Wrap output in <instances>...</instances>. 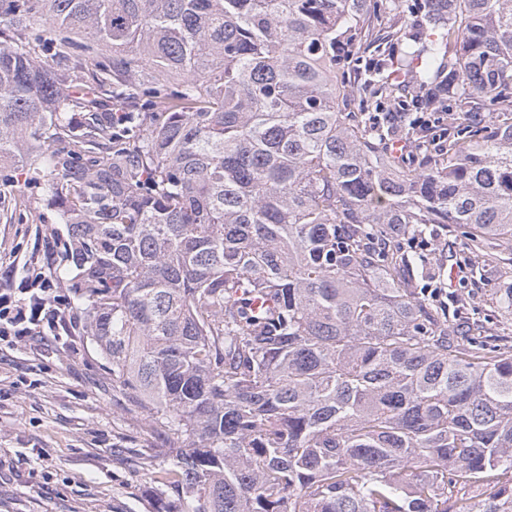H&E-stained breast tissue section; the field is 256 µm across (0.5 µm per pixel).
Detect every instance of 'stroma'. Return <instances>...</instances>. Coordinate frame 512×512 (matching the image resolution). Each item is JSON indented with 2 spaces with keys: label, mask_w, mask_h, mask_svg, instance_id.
I'll use <instances>...</instances> for the list:
<instances>
[{
  "label": "stroma",
  "mask_w": 512,
  "mask_h": 512,
  "mask_svg": "<svg viewBox=\"0 0 512 512\" xmlns=\"http://www.w3.org/2000/svg\"><path fill=\"white\" fill-rule=\"evenodd\" d=\"M427 288L450 286L466 303L454 335L481 320L512 346V311L499 289L512 285V241L489 238L492 264L471 263L466 226L428 227ZM67 227L40 189H0V290L64 267ZM463 265V272L450 268ZM161 441L112 381V366L72 307L54 336L0 341V512H155L151 457Z\"/></svg>",
  "instance_id": "stroma-1"
}]
</instances>
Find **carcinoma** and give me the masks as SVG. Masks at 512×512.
Instances as JSON below:
<instances>
[{"instance_id":"carcinoma-1","label":"carcinoma","mask_w":512,"mask_h":512,"mask_svg":"<svg viewBox=\"0 0 512 512\" xmlns=\"http://www.w3.org/2000/svg\"><path fill=\"white\" fill-rule=\"evenodd\" d=\"M411 9L0 0V163L68 225L86 333L170 444L157 512H512V350L451 334L415 258L429 224L478 263L512 236V0Z\"/></svg>"}]
</instances>
